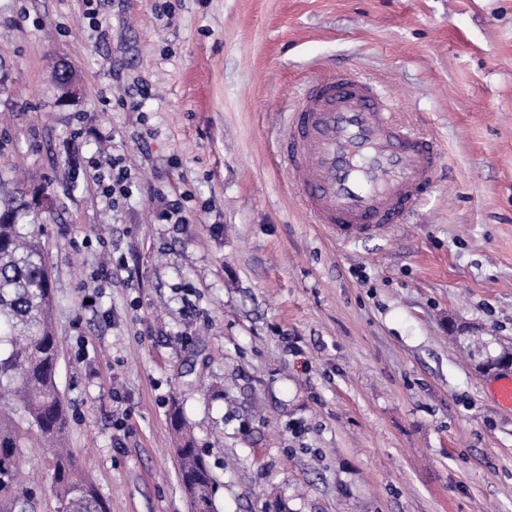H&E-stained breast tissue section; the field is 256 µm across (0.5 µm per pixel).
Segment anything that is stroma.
Listing matches in <instances>:
<instances>
[{
    "instance_id": "obj_1",
    "label": "stroma",
    "mask_w": 512,
    "mask_h": 512,
    "mask_svg": "<svg viewBox=\"0 0 512 512\" xmlns=\"http://www.w3.org/2000/svg\"><path fill=\"white\" fill-rule=\"evenodd\" d=\"M316 74L375 78L436 138L409 223H312L277 142ZM115 145L141 183L116 207ZM14 163L49 198L68 446L110 512H190L175 406L217 512H512V409L460 348L512 347V0H0ZM50 458L31 435L37 512ZM60 69L59 76L62 79V95L61 101L71 102L79 99L82 94V86L76 76L73 74V70L68 65H59Z\"/></svg>"
}]
</instances>
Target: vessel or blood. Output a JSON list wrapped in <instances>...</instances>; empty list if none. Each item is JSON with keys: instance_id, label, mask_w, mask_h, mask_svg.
I'll use <instances>...</instances> for the list:
<instances>
[{"instance_id": "obj_1", "label": "vessel or blood", "mask_w": 512, "mask_h": 512, "mask_svg": "<svg viewBox=\"0 0 512 512\" xmlns=\"http://www.w3.org/2000/svg\"><path fill=\"white\" fill-rule=\"evenodd\" d=\"M278 151L314 223L349 243L403 224L440 164L432 137L399 121L370 77H314L283 115ZM512 408V374L490 380Z\"/></svg>"}]
</instances>
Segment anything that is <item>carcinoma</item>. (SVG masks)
<instances>
[{
	"mask_svg": "<svg viewBox=\"0 0 512 512\" xmlns=\"http://www.w3.org/2000/svg\"><path fill=\"white\" fill-rule=\"evenodd\" d=\"M16 184L0 200V512H35L34 496L20 480V454L34 429L57 444L51 491L58 512H108L92 480L63 447L67 413L56 381L60 339L55 288L41 238L42 211ZM181 482L190 502L214 498L215 482L178 410L170 417Z\"/></svg>",
	"mask_w": 512,
	"mask_h": 512,
	"instance_id": "carcinoma-1",
	"label": "carcinoma"
}]
</instances>
